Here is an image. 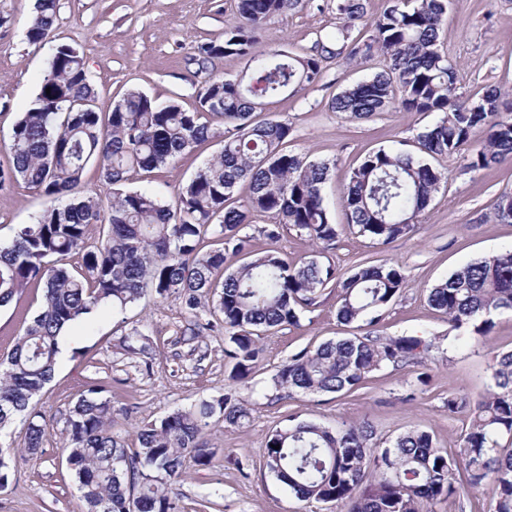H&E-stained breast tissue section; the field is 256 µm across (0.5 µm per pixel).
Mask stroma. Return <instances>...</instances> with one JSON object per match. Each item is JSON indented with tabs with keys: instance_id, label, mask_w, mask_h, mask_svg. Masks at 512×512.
I'll use <instances>...</instances> for the list:
<instances>
[{
	"instance_id": "stroma-1",
	"label": "stroma",
	"mask_w": 512,
	"mask_h": 512,
	"mask_svg": "<svg viewBox=\"0 0 512 512\" xmlns=\"http://www.w3.org/2000/svg\"><path fill=\"white\" fill-rule=\"evenodd\" d=\"M35 0H0V161L12 128L35 100L46 67L48 48L27 38ZM236 0H57L55 40L76 48L90 72L97 112L112 111L123 94L137 88L161 100L174 99L187 110L196 107V90L206 73L234 78L246 71L245 60L224 57L200 70L192 55L197 45L220 42L225 29L237 24ZM336 25V0H306L297 12L272 20L259 48L276 47L310 54L320 34ZM443 49L458 64L460 94L478 100L490 87L512 94V0H451ZM381 68L378 58L342 60L322 71L318 83L299 93L267 101L257 117L288 119L294 153L335 162L324 186L325 204L341 230L335 241L313 244L295 230L281 228L278 239L259 235L272 223L269 215L244 227L255 248L274 249L297 260L315 253L332 259L342 270L363 262L390 260L403 267L408 284L383 313L377 325L383 336H425L436 346L423 366L385 367L373 372L363 387L347 394L281 397L272 377L300 350L344 336L363 335L366 322L340 323L335 293H323L317 307L263 339L264 353L247 385L230 377L223 335L190 338L194 320L181 299H150L115 312L100 307L65 331L54 380L35 398L46 426L37 454L17 463L0 489V512H84L78 486L67 470L66 413L88 382H103L115 407L128 408L118 428L126 435L128 453H135V431L175 409L227 393L253 395L256 403L243 424L220 423L203 437L217 454L209 466L191 465L170 491L183 512H343L340 502L303 501L288 494L268 472L264 442L288 421H313L333 427L341 422L369 423L376 441L394 439L412 429L430 433L444 448H455L468 413L449 415V392L477 403L490 387L488 365L494 352L512 350V312L495 315L485 340L469 346L453 343L448 319L427 303V294L459 267L512 246V224L495 222L491 213L498 197L512 194V162L490 171L466 168L462 156L434 159L445 174L438 193L420 217L414 232L382 243L346 228L343 187L350 170L369 152L410 139L438 115L431 112H383L372 121L357 122L332 111L338 91L371 78ZM222 147L215 139L195 148L176 164L151 174L128 173L126 188L147 190L175 204L187 183ZM43 198L24 182L0 189V240L33 223ZM42 290L30 287L20 301L0 307V355L7 353L23 319L40 307ZM146 335V352L129 355L123 340L132 328ZM427 373V384L417 380ZM222 496L211 507L202 501L213 490Z\"/></svg>"
}]
</instances>
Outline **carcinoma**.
Returning a JSON list of instances; mask_svg holds the SVG:
<instances>
[{
  "mask_svg": "<svg viewBox=\"0 0 512 512\" xmlns=\"http://www.w3.org/2000/svg\"><path fill=\"white\" fill-rule=\"evenodd\" d=\"M367 0H337L336 28L319 37L313 54L290 55L256 49L268 23L299 8L304 0H238V25L221 43H202L195 59L205 66L224 56L248 59L249 73L209 76L198 85L197 108L160 104L131 89L107 117L70 112L92 101L95 89L79 52L53 48L31 108L13 127L0 187L22 181L45 198L31 224L0 242V307L18 301L33 284L43 288L38 313L25 323L0 360V428L24 418L26 451L38 452L44 426L32 399L56 371L62 333L94 309L125 311L141 299L176 296L195 312L192 336L224 332L232 360L231 378L246 382L262 348V336L297 326L327 289L338 291L336 316L371 327L404 291L407 277L397 264L362 263L343 273L314 256L288 262L278 251L251 250L241 234L256 214L276 222L259 228L269 240L287 225L317 243L336 239L323 187L336 163L310 160L287 149L293 127L286 119L253 120L265 100L316 83L322 62L383 56L384 68L336 94L332 109L357 121L380 112L439 113L413 143L420 155L399 147L368 153L345 185L347 223L383 243L412 232L438 191L444 174L427 158L461 155L471 170L496 167L512 156V97L487 89L471 102L458 93L457 68L441 45L449 0H385L367 15ZM56 0H36L27 30L35 45L52 42ZM366 35L352 37L356 24ZM224 120L219 132L207 117ZM485 131L476 143V129ZM216 137L223 146L177 193L171 206L145 190L122 189L131 170L151 172L178 161ZM97 163L112 197L82 194L88 165ZM248 189L240 201V186ZM494 218L512 223V194L498 198ZM91 224L107 227L94 245ZM428 303L448 316L462 343L486 338L492 315L512 311V247L468 263L428 294ZM434 344L423 336L341 337L305 348L273 376L288 398L307 393H351L384 367L422 365ZM492 385L472 410L454 452L419 430L398 435L387 448L373 443L367 424L335 428L299 422L266 437L268 472L304 500L341 502L346 512H434L437 502L459 494L456 474L467 476V492L492 486L493 512H512V350L494 353ZM91 381L66 420V464L89 512H181L168 485L188 463L211 464L216 451L200 442L218 423L248 417L231 394L202 399L137 431L139 450L128 455L114 432L112 397ZM279 449H274V446ZM0 487L8 483L16 456L0 448Z\"/></svg>",
  "mask_w": 512,
  "mask_h": 512,
  "instance_id": "carcinoma-1",
  "label": "carcinoma"
}]
</instances>
